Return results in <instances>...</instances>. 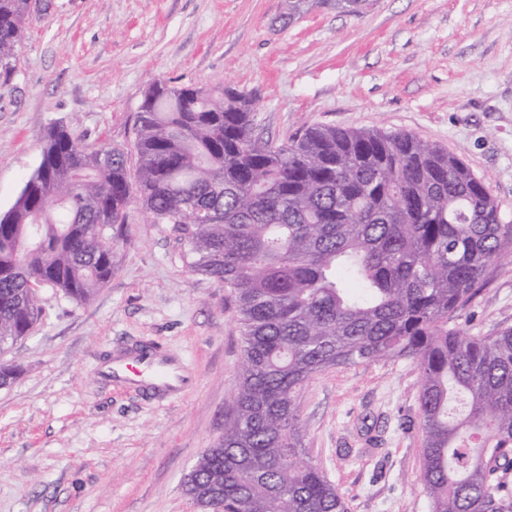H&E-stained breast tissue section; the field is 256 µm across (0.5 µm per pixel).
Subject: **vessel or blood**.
<instances>
[{
    "label": "vessel or blood",
    "instance_id": "b4317fda",
    "mask_svg": "<svg viewBox=\"0 0 512 512\" xmlns=\"http://www.w3.org/2000/svg\"><path fill=\"white\" fill-rule=\"evenodd\" d=\"M100 375L113 386L146 394L162 403L179 398L192 378L182 360L151 345L114 355L101 368Z\"/></svg>",
    "mask_w": 512,
    "mask_h": 512
}]
</instances>
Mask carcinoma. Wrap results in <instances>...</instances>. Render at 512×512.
<instances>
[{"label": "carcinoma", "mask_w": 512, "mask_h": 512, "mask_svg": "<svg viewBox=\"0 0 512 512\" xmlns=\"http://www.w3.org/2000/svg\"><path fill=\"white\" fill-rule=\"evenodd\" d=\"M30 0H0L10 75ZM136 172L63 125L0 216V345L26 337L39 289L86 304L112 279L130 210L175 224L188 268L233 298L243 359L224 438L185 477L201 512H348L305 448L299 390L339 365H415L431 512H512V329L453 318L512 225L458 156L411 133L322 125L261 138L242 90L153 82Z\"/></svg>", "instance_id": "cac0c4a2"}]
</instances>
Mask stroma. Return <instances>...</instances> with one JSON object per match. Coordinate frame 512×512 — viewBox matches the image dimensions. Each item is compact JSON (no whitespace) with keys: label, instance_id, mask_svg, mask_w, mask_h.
I'll return each mask as SVG.
<instances>
[{"label":"stroma","instance_id":"1","mask_svg":"<svg viewBox=\"0 0 512 512\" xmlns=\"http://www.w3.org/2000/svg\"><path fill=\"white\" fill-rule=\"evenodd\" d=\"M288 0H32L0 77V215L41 159L49 127L131 148L149 84L232 86L260 137L314 126L405 131L458 154L512 223V0H367L285 23ZM174 225L132 210L112 278L89 303L39 291L42 318L0 352V512H199L182 480L224 434L242 360L227 288L192 274ZM512 328V243L455 319ZM147 340L195 377L160 404L107 386L116 345ZM418 372L407 360L334 366L302 390L310 456L349 512H431L420 481Z\"/></svg>","mask_w":512,"mask_h":512}]
</instances>
